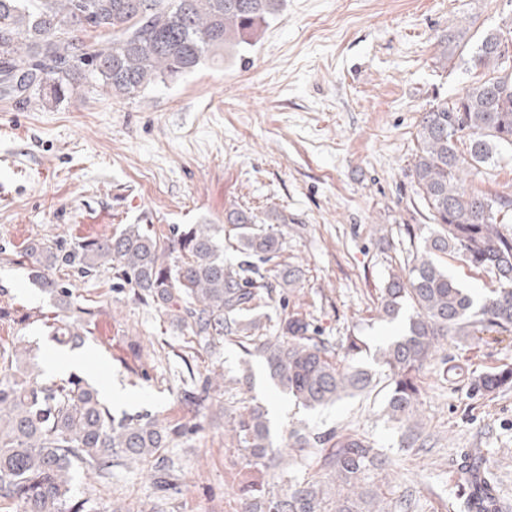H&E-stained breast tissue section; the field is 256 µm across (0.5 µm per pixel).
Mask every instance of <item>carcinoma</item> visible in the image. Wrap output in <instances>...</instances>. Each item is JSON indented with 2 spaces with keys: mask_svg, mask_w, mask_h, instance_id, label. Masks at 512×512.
Here are the masks:
<instances>
[{
  "mask_svg": "<svg viewBox=\"0 0 512 512\" xmlns=\"http://www.w3.org/2000/svg\"><path fill=\"white\" fill-rule=\"evenodd\" d=\"M283 0H0V101L25 108L51 96L65 97L84 80L119 97L173 81L202 61L248 45ZM469 29L451 26L440 40L438 61L447 66L468 58L481 75L454 98L433 104L417 126L414 164L416 193L441 231L380 292L379 314L397 319L412 310L402 334L376 353L379 370L354 361L362 341L347 336L337 344L304 318L280 319L277 335L256 334L248 318L261 291L271 293L250 259L266 263L285 249L273 226L261 228L243 210L227 212L236 250L247 257L236 268L224 264V228L189 224L169 235L130 224L111 236L78 240L66 249L48 239L24 251L28 278L68 305V289L50 271L76 267L85 277L108 273L119 288L168 316L178 329L191 330L197 345L212 350L226 336L241 339L265 361L271 380L306 408L326 407L386 389L384 410L411 446L423 427L417 418V379L441 345L452 337L512 331V237L499 229L498 214L512 208L509 196L465 187L464 176L512 149V27L490 29L469 52ZM455 253L473 267L492 273L494 294L475 306L473 298L435 261ZM51 340L85 344L89 308ZM343 360H338V352ZM18 349L0 350V512H91L72 494L73 473L83 469L100 479L112 476L114 460L154 462L160 490H177L181 467L168 448L185 430L152 417L115 421L97 390L70 376L39 383L24 373ZM183 400L193 410L212 404L224 375L196 383L182 359ZM512 386V369L478 375L471 396ZM224 431L246 453L254 472L241 490V512H412L413 494L395 497L391 473L396 460L367 439L350 433L322 435L297 429L288 447L274 443L266 410L252 405L225 421ZM315 457L319 475L288 480L273 492L262 470L288 468ZM460 483L466 512H500L486 472L465 464Z\"/></svg>",
  "mask_w": 512,
  "mask_h": 512,
  "instance_id": "carcinoma-1",
  "label": "carcinoma"
}]
</instances>
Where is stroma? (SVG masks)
<instances>
[{
	"label": "stroma",
	"instance_id": "stroma-1",
	"mask_svg": "<svg viewBox=\"0 0 512 512\" xmlns=\"http://www.w3.org/2000/svg\"><path fill=\"white\" fill-rule=\"evenodd\" d=\"M452 24L475 35L506 27L512 0H285L250 45L134 98L82 84L24 110L0 103V348L28 349L40 380L56 378L49 364L64 350L49 342V327L71 317L15 262L34 239L71 241L130 224L166 232L221 224L244 209L283 233L280 261L298 272L292 285L255 301L265 334L299 315L323 335L360 336L378 350L404 326L378 317L383 283L433 229L410 177L416 126L433 102L476 76L437 61ZM466 185L512 196V151ZM437 262L475 299L497 286L457 255ZM62 280L97 311L80 376L96 388L111 382L113 416L189 428L171 446L182 474L166 512H239L249 467L224 422L273 400L284 405L270 419L277 444L300 427L362 435L397 459L394 488L415 490L416 512H459V468L474 453L503 512H512V388L473 400L465 387L468 377L512 368V333L443 346L441 361L421 375V443L407 449L383 397L304 410L236 337L210 353L159 309L114 292L107 276L70 271ZM371 353L362 360L368 368ZM188 365L198 375L223 373L218 405L194 412L184 403L174 376ZM72 485L93 512H150L158 496L136 466L115 468L107 486L79 470Z\"/></svg>",
	"mask_w": 512,
	"mask_h": 512
}]
</instances>
